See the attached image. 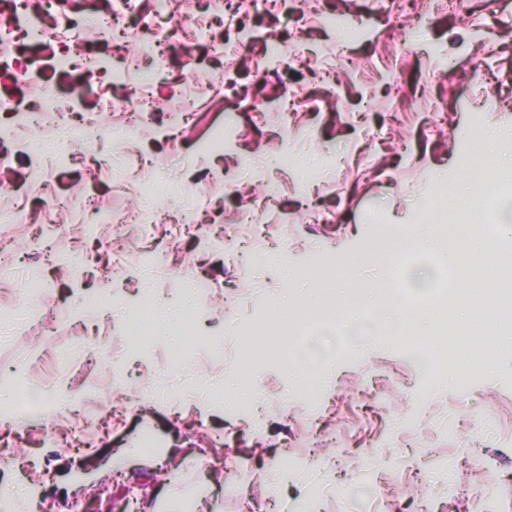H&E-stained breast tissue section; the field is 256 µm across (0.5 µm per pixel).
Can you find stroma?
Listing matches in <instances>:
<instances>
[{"label": "stroma", "instance_id": "stroma-1", "mask_svg": "<svg viewBox=\"0 0 512 512\" xmlns=\"http://www.w3.org/2000/svg\"><path fill=\"white\" fill-rule=\"evenodd\" d=\"M427 30L417 41L398 27L403 0H317L296 16L278 6L247 20L304 53L297 70L301 98L320 111L297 107L289 124L277 112L236 111L234 100L195 95L196 80L224 75L220 27L202 30V0H179L186 30L157 65L163 78L140 87L111 73L93 80L92 93L50 59L30 61L35 78L90 108L101 98L148 96L156 107L149 128L123 143L111 137L119 112H101L85 147L102 168L105 209L151 215L178 210L193 238L171 242L166 224H82L53 213L49 224H12L0 262V512H27L32 460L49 469L45 498L52 512L93 503L114 512L132 490L142 512H180L201 498L202 512H240L253 500L260 512L280 460L291 471L298 500L316 496L320 512H404L421 498L431 512H471L485 493L498 512H512V326L494 337L506 351L489 366L458 371L435 348L457 324L471 320L463 346L477 350L489 302L485 280L497 281L500 303L512 305V264H493L484 279L451 278L433 252L410 250L406 238L436 237L430 201L448 191V214L497 226L512 199V0H417ZM345 14L366 29L342 42L319 14ZM269 61L254 42L234 77L240 97L275 103L281 90L267 82ZM195 98L192 120L178 136L168 112ZM233 117V145L199 154L198 140ZM495 136V182L486 195L472 191L471 142ZM51 132L15 129L0 139V180L25 182L41 166L53 189L82 193V160L61 165L23 149ZM316 170L308 184L302 167ZM215 175L205 190H190L191 171ZM148 187L135 191L139 180ZM319 206L326 223L305 216ZM260 223L244 224L242 209ZM255 234L265 263H241L243 238ZM54 254L41 266L32 235ZM206 263L212 289L205 302L184 290ZM316 275H307L308 265ZM45 286L24 295L23 278ZM117 298L109 316H87L85 305L109 286ZM395 289L407 315L403 336L383 334L380 292ZM149 336L135 340L141 308ZM263 315L268 335L253 333ZM294 342L320 378L316 400L298 365H286L278 344ZM445 363L450 381L421 395L432 366ZM49 406L38 419L18 413L23 391ZM244 392L252 428L216 408L214 392ZM69 435L46 447L44 429ZM152 430L158 451L141 448L138 433ZM313 432L315 448L281 447L285 431Z\"/></svg>", "mask_w": 512, "mask_h": 512}]
</instances>
